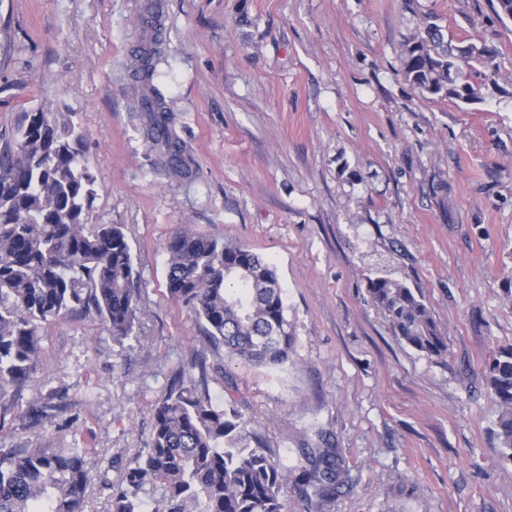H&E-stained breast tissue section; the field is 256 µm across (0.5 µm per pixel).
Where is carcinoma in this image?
<instances>
[{"mask_svg":"<svg viewBox=\"0 0 512 512\" xmlns=\"http://www.w3.org/2000/svg\"><path fill=\"white\" fill-rule=\"evenodd\" d=\"M160 3L142 17L148 38L131 76L150 151L177 178L196 174L161 94L152 84L162 58ZM461 45L428 23L405 41L404 74L416 88L469 104L496 75L495 50ZM72 112L40 105L0 134V390L35 369L42 323L77 310L94 312L119 340L138 337L141 284L121 224H92L97 178L85 154V134ZM169 298L205 323L209 342L247 363L282 368L295 345L275 271L248 246L201 236L188 227L167 242ZM370 301L394 333L428 356L448 345L419 291L385 277L369 281ZM486 379L501 409L497 437L512 460V345L486 363ZM231 403L216 406L205 368L171 384L153 410L146 448L110 487L111 512H146L141 494L158 493L154 512H286L293 491L310 512H323L349 483L348 469L325 435L299 449L288 467L271 459ZM85 448H0V512H85L91 482Z\"/></svg>","mask_w":512,"mask_h":512,"instance_id":"cac0c4a2","label":"carcinoma"}]
</instances>
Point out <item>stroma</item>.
I'll return each instance as SVG.
<instances>
[{
  "label": "stroma",
  "mask_w": 512,
  "mask_h": 512,
  "mask_svg": "<svg viewBox=\"0 0 512 512\" xmlns=\"http://www.w3.org/2000/svg\"><path fill=\"white\" fill-rule=\"evenodd\" d=\"M146 3L0 0V133L32 106L74 113L99 185L90 221L124 225L142 281L137 339L92 313L42 323L35 370L0 396V447L88 449L86 512H109L154 406L202 361L213 402L274 459L331 436L351 481L323 512H512L484 372L512 344V19L496 0H162L154 85L197 170L177 181L130 110L139 84L118 76ZM429 21L495 49L479 101L406 80L402 45ZM184 225L273 265L285 368L229 357L169 300ZM375 277L421 292L446 355L394 334Z\"/></svg>",
  "instance_id": "1"
}]
</instances>
